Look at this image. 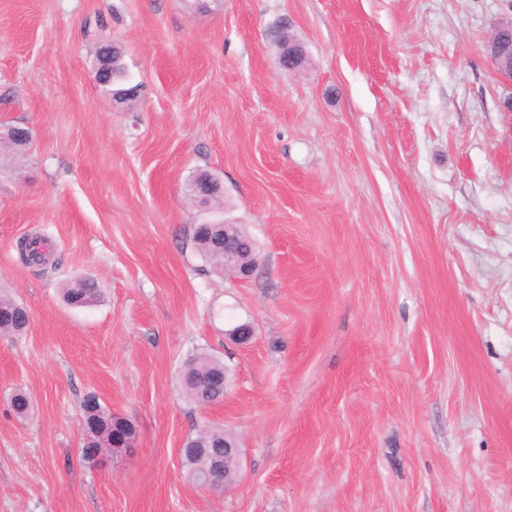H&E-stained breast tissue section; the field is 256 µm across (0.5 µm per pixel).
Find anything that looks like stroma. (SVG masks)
Returning a JSON list of instances; mask_svg holds the SVG:
<instances>
[{"instance_id": "stroma-1", "label": "stroma", "mask_w": 512, "mask_h": 512, "mask_svg": "<svg viewBox=\"0 0 512 512\" xmlns=\"http://www.w3.org/2000/svg\"><path fill=\"white\" fill-rule=\"evenodd\" d=\"M288 16L308 55L265 36ZM512 0H0V512H512V112L483 55ZM99 26L140 87L94 81ZM224 203L187 199L196 170ZM232 219L260 268L193 247ZM48 236L46 265L21 241ZM94 279L88 307L63 286ZM251 323L249 344L225 337ZM224 362L200 406L185 362ZM24 391L28 415L10 398ZM133 453L82 455L88 395ZM217 426L220 493L180 448ZM199 228L193 227L192 230V242L196 249V251L205 259L210 260L214 263V268L220 273L230 272L233 276L246 279L250 277L255 270L257 269L259 262L258 259H255L252 262H244L240 263L238 259L246 254L252 253V250H249L246 254H241L246 252L244 248L240 246L239 240L234 238L233 235H229L224 231V262L220 257L222 253V249L213 246V237L210 241H207V237L199 236ZM29 313L23 304L0 295V333L17 336L26 332Z\"/></svg>"}]
</instances>
